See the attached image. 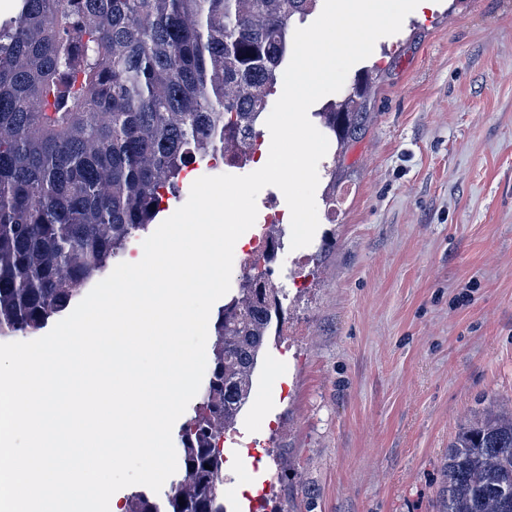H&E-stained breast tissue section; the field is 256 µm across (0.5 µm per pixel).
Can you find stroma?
<instances>
[{
  "mask_svg": "<svg viewBox=\"0 0 512 512\" xmlns=\"http://www.w3.org/2000/svg\"><path fill=\"white\" fill-rule=\"evenodd\" d=\"M365 69L371 118L328 149L311 244L282 236L285 323L239 417L270 512H436L460 425L512 409V0L410 13L335 100Z\"/></svg>",
  "mask_w": 512,
  "mask_h": 512,
  "instance_id": "1",
  "label": "stroma"
}]
</instances>
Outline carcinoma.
Masks as SVG:
<instances>
[{
    "label": "carcinoma",
    "mask_w": 512,
    "mask_h": 512,
    "mask_svg": "<svg viewBox=\"0 0 512 512\" xmlns=\"http://www.w3.org/2000/svg\"><path fill=\"white\" fill-rule=\"evenodd\" d=\"M317 0H19L0 23V337L68 309L158 215L161 191L275 94L281 44ZM358 85L326 128L360 130ZM272 271L248 265L214 322L212 365L180 429L181 478L125 512H226L215 439L245 407L273 321ZM185 504H179V500ZM437 512H512V414L487 409L448 445Z\"/></svg>",
    "instance_id": "carcinoma-1"
}]
</instances>
